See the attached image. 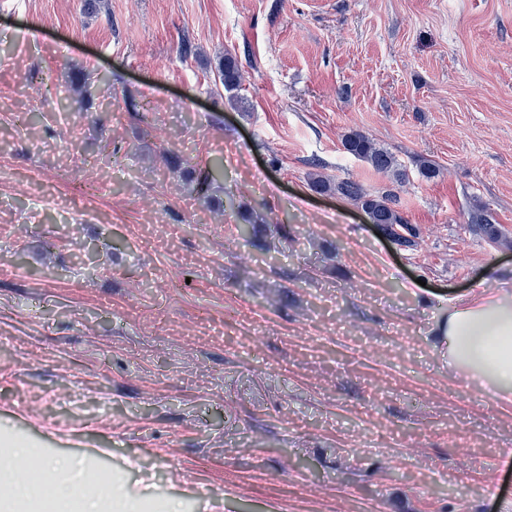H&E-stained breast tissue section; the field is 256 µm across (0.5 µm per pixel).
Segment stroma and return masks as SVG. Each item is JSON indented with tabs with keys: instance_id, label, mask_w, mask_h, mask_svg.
I'll list each match as a JSON object with an SVG mask.
<instances>
[{
	"instance_id": "obj_1",
	"label": "stroma",
	"mask_w": 512,
	"mask_h": 512,
	"mask_svg": "<svg viewBox=\"0 0 512 512\" xmlns=\"http://www.w3.org/2000/svg\"><path fill=\"white\" fill-rule=\"evenodd\" d=\"M352 129L415 247L311 189L388 186ZM479 206L512 239V0H0V435L184 512H512V401L432 334L512 291ZM219 80L227 92L237 91L241 85L242 68L236 55L225 53L223 62L220 63ZM344 150L352 156L366 162L375 171L391 178L392 184L406 182L407 173L387 149L377 145L367 135L351 131L342 138ZM468 227L473 233L480 235L493 243H503L501 229L497 227L498 223L495 217L484 209H477L472 212L468 218Z\"/></svg>"
}]
</instances>
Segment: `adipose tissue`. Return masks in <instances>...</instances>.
<instances>
[{
    "label": "adipose tissue",
    "mask_w": 512,
    "mask_h": 512,
    "mask_svg": "<svg viewBox=\"0 0 512 512\" xmlns=\"http://www.w3.org/2000/svg\"><path fill=\"white\" fill-rule=\"evenodd\" d=\"M435 335L456 374L494 396H512V292H484L449 303ZM8 457L9 465L0 469V512H14L25 502L47 508L70 504L76 512H180L176 499L154 505L114 479H97L86 489L79 462L34 461L24 442H12Z\"/></svg>",
    "instance_id": "1"
}]
</instances>
